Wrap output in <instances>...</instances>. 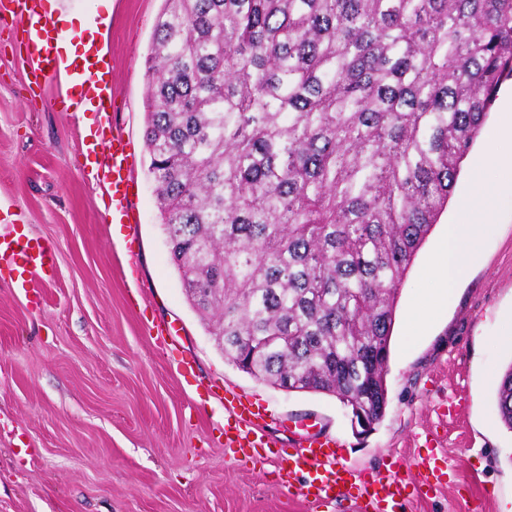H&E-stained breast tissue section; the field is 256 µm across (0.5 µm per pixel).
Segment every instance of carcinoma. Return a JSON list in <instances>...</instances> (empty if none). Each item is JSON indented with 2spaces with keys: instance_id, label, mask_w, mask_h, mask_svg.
<instances>
[{
  "instance_id": "carcinoma-1",
  "label": "carcinoma",
  "mask_w": 512,
  "mask_h": 512,
  "mask_svg": "<svg viewBox=\"0 0 512 512\" xmlns=\"http://www.w3.org/2000/svg\"><path fill=\"white\" fill-rule=\"evenodd\" d=\"M144 139L224 358L380 423L395 302L502 83L512 0H163ZM512 429V365L497 390Z\"/></svg>"
}]
</instances>
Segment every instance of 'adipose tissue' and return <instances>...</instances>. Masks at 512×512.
I'll return each instance as SVG.
<instances>
[{
	"label": "adipose tissue",
	"mask_w": 512,
	"mask_h": 512,
	"mask_svg": "<svg viewBox=\"0 0 512 512\" xmlns=\"http://www.w3.org/2000/svg\"><path fill=\"white\" fill-rule=\"evenodd\" d=\"M53 23L63 35L58 47L69 59L83 58L97 43L96 26L85 22L75 26L69 18L60 16L54 17ZM500 166L504 172V182L496 191L477 192L464 201L459 222L449 225L443 235L435 266L440 288L435 299L426 302L418 316L410 321L412 333L423 332L427 324L437 319L443 307L454 298L460 279L475 260V240L472 236L475 220L489 218L490 207L512 204V156L502 158Z\"/></svg>",
	"instance_id": "1"
}]
</instances>
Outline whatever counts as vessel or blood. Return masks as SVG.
I'll list each match as a JSON object with an SVG mask.
<instances>
[{"label":"vessel or blood","instance_id":"b4317fda","mask_svg":"<svg viewBox=\"0 0 512 512\" xmlns=\"http://www.w3.org/2000/svg\"><path fill=\"white\" fill-rule=\"evenodd\" d=\"M0 15L10 17L25 34L35 85L62 73L78 82L82 104L92 106L97 115L95 128L84 138V147L99 162L83 176L109 188L106 207L113 221L129 223L132 152L123 133L110 125L116 83L109 63L94 54L73 62L61 56L56 47L60 35L48 14L46 0H0ZM53 263L54 252L49 245L23 234H0V270L10 272L14 290L28 292L34 276ZM267 418L262 407L225 392L224 447L238 461L273 454L278 484L307 503L344 498L354 503L357 512H401L411 496L430 495L442 485L441 460L435 456L420 458L414 479L408 480L401 476L399 461L394 457L369 476L356 475L340 461L336 440L318 433L296 434L287 447L275 448L266 437Z\"/></svg>","mask_w":512,"mask_h":512}]
</instances>
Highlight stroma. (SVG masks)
Returning <instances> with one entry per match:
<instances>
[{
  "label": "stroma",
  "mask_w": 512,
  "mask_h": 512,
  "mask_svg": "<svg viewBox=\"0 0 512 512\" xmlns=\"http://www.w3.org/2000/svg\"><path fill=\"white\" fill-rule=\"evenodd\" d=\"M57 13L101 26L116 74L111 120L131 142L130 201L136 222H105L106 189L84 180L94 166L82 140L96 116L59 111L72 94L63 76L26 105L28 64L15 31L0 21V208L31 237L54 244L55 264L28 294L0 272V512H354L349 503H305L280 488L276 463L239 462L224 452V405L199 397L176 357L197 377L262 405L267 434L287 444L289 429L314 424L336 438L344 463L379 470L396 454L410 477L419 457H445L447 484L414 497L404 512H512V430L496 394L512 365V344L497 342L512 315V209L495 213L479 258L440 318L419 336L405 319L435 295L423 272L453 219L460 195L500 182L495 140L505 113L501 88L482 133L461 165L440 214L396 300L387 406L376 429L357 435L350 412L320 393L286 392L228 362L210 327L190 305L170 259L145 148L146 57L163 0H55ZM176 328L170 350L153 329Z\"/></svg>",
  "instance_id": "1"
}]
</instances>
